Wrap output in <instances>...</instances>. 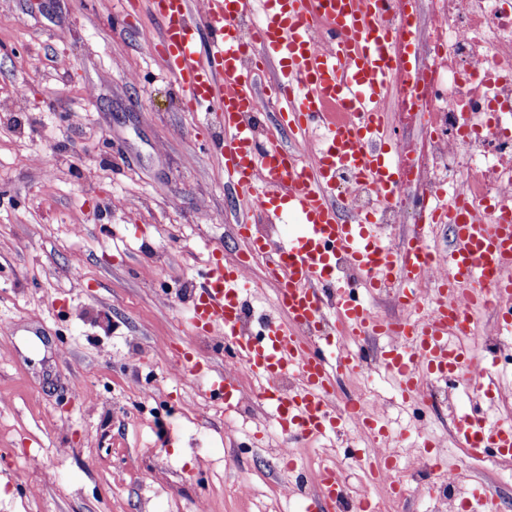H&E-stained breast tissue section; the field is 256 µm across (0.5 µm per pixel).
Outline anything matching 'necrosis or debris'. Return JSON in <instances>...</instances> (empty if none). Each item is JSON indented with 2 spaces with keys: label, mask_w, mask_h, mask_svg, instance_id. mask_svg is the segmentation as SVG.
Wrapping results in <instances>:
<instances>
[{
  "label": "necrosis or debris",
  "mask_w": 512,
  "mask_h": 512,
  "mask_svg": "<svg viewBox=\"0 0 512 512\" xmlns=\"http://www.w3.org/2000/svg\"><path fill=\"white\" fill-rule=\"evenodd\" d=\"M430 20L415 42L425 67L393 82L395 109L421 116L420 155L402 151L407 173L391 204L350 175L339 178L356 213L379 224H413L424 238L423 212L436 196L487 202L512 200V0H417ZM415 97H407L410 81Z\"/></svg>",
  "instance_id": "obj_1"
}]
</instances>
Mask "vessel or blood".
I'll list each match as a JSON object with an SVG mask.
<instances>
[{
  "instance_id": "obj_1",
  "label": "vessel or blood",
  "mask_w": 512,
  "mask_h": 512,
  "mask_svg": "<svg viewBox=\"0 0 512 512\" xmlns=\"http://www.w3.org/2000/svg\"><path fill=\"white\" fill-rule=\"evenodd\" d=\"M408 0H263L264 9L250 38L240 25L253 0H152L163 28L148 52L162 56L183 90L192 112H217L224 134L215 139L224 169L242 207L237 232L249 252L266 259L265 278L276 290L284 316L246 329L252 312L245 294L243 258L214 256L192 296V321L199 333H219L235 362L245 364L262 383L287 438L304 441L336 431L355 417L369 434L384 436L380 417L360 401L336 411L330 400L336 374L371 364L390 375L401 395L424 400L430 380L469 386L471 406L453 419L459 447L473 458H512V421L491 422L484 396L494 384L487 356L466 341L479 312L496 303L512 321V214L502 221H480L454 205L425 212L427 223L449 221L453 234L442 261L448 271L441 287L419 289L429 266L423 244L391 246L374 217L339 219L336 178L353 173L358 182L391 201L403 168L398 146L386 137L382 103L397 66L416 72L424 64L413 49ZM207 56H200V44ZM276 59L281 77L263 82L264 64ZM279 104L281 120L299 137L321 128L325 134L308 150H289L275 138L259 139L253 115L264 98ZM291 215L282 240L258 234L255 217L273 221ZM346 259L360 286L338 280V259ZM408 314L387 321L371 314L363 295L388 282ZM335 306L336 332L324 331V310ZM351 336H384L389 345L370 361L347 354ZM184 374L212 375L207 392L226 410L238 409L240 393L232 372L213 374L192 340L178 348ZM285 374L296 384L287 394L275 386ZM315 493L305 512H341L346 485L335 470L313 477Z\"/></svg>"
}]
</instances>
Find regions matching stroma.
<instances>
[{"label":"stroma","mask_w":512,"mask_h":512,"mask_svg":"<svg viewBox=\"0 0 512 512\" xmlns=\"http://www.w3.org/2000/svg\"><path fill=\"white\" fill-rule=\"evenodd\" d=\"M161 24L146 0H0V512H297L308 482L284 475L264 433L224 421L177 367L196 336L190 297L212 252H245L209 148L216 118L181 103L162 58L144 54ZM23 97H15L16 88ZM390 426L412 465V495L384 512H430L417 450L430 439L450 470L512 512L492 458L455 445L447 416L409 424L395 382L370 369L336 382ZM198 406L200 419L180 415Z\"/></svg>","instance_id":"1"}]
</instances>
